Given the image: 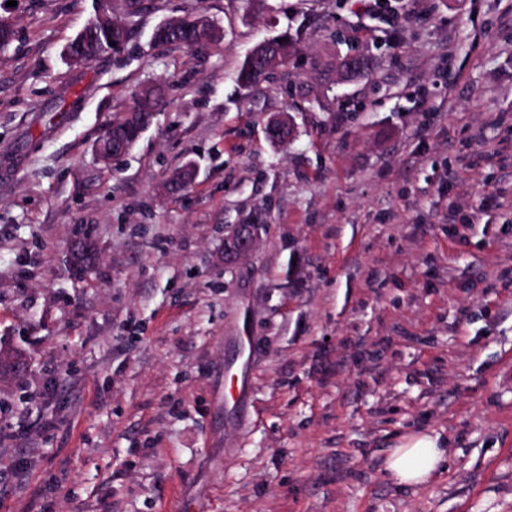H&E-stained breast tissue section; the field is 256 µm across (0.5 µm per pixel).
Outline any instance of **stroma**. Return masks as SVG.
Wrapping results in <instances>:
<instances>
[{"label":"stroma","mask_w":512,"mask_h":512,"mask_svg":"<svg viewBox=\"0 0 512 512\" xmlns=\"http://www.w3.org/2000/svg\"><path fill=\"white\" fill-rule=\"evenodd\" d=\"M107 6L0 0V512H512V0H114L128 43L68 64ZM190 10L216 50L152 43ZM285 32L282 74L242 84ZM423 435L446 460L399 487ZM278 39H283V42H278ZM292 44L293 39L288 36V33L256 44L240 66V80L244 83H252L261 78H272L278 69L288 63ZM267 62H271L272 67L271 70L264 71L263 64ZM140 116H130L127 112L119 117L112 119V122L107 127L112 125L115 132H118L119 137L128 149H132L139 139L138 132L140 128ZM445 455L438 438H420L395 448L385 463L387 475L397 484L413 487L427 482Z\"/></svg>","instance_id":"35a3bbf8"}]
</instances>
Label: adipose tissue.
<instances>
[{"label": "adipose tissue", "instance_id": "adipose-tissue-1", "mask_svg": "<svg viewBox=\"0 0 512 512\" xmlns=\"http://www.w3.org/2000/svg\"><path fill=\"white\" fill-rule=\"evenodd\" d=\"M444 455L445 450L437 440L420 438L393 449L386 460L385 471L397 484L413 487L432 477Z\"/></svg>", "mask_w": 512, "mask_h": 512}]
</instances>
